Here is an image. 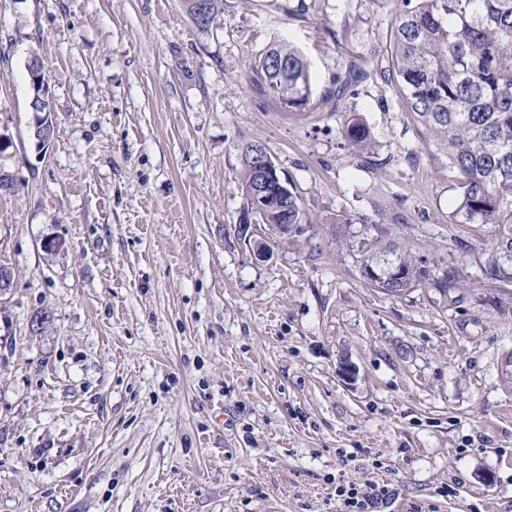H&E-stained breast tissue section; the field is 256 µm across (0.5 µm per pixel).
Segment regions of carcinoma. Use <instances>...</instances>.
I'll use <instances>...</instances> for the list:
<instances>
[{
    "mask_svg": "<svg viewBox=\"0 0 512 512\" xmlns=\"http://www.w3.org/2000/svg\"><path fill=\"white\" fill-rule=\"evenodd\" d=\"M390 42L389 70L399 94L460 177L455 222L487 228L482 280L494 289L512 287V0H400ZM248 70L250 82L280 106H310L308 65L292 45L276 44L251 59ZM343 136L358 149L370 145L359 118L345 125ZM240 166L245 190L255 182V168L247 154ZM288 223H310L291 182ZM354 223L346 215L334 220L336 242L349 238ZM415 249L405 239L365 235L354 250L357 272L363 277L380 261L400 267L397 282L378 286L391 296L415 288L450 296L465 286L464 260L450 256L439 272Z\"/></svg>",
    "mask_w": 512,
    "mask_h": 512,
    "instance_id": "1",
    "label": "carcinoma"
}]
</instances>
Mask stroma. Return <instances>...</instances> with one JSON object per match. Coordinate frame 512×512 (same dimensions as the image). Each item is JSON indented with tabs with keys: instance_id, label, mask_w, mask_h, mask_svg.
<instances>
[{
	"instance_id": "35a3bbf8",
	"label": "stroma",
	"mask_w": 512,
	"mask_h": 512,
	"mask_svg": "<svg viewBox=\"0 0 512 512\" xmlns=\"http://www.w3.org/2000/svg\"><path fill=\"white\" fill-rule=\"evenodd\" d=\"M396 6L224 0L203 33L181 0H0V512H336L340 480L512 512V314L482 283V235L450 218L446 150L388 78ZM277 41L309 65L297 114L248 80ZM355 115L363 152L342 134ZM249 142L318 226L295 246L259 234L266 261L237 232ZM339 214L463 258L466 288H371L329 234Z\"/></svg>"
}]
</instances>
